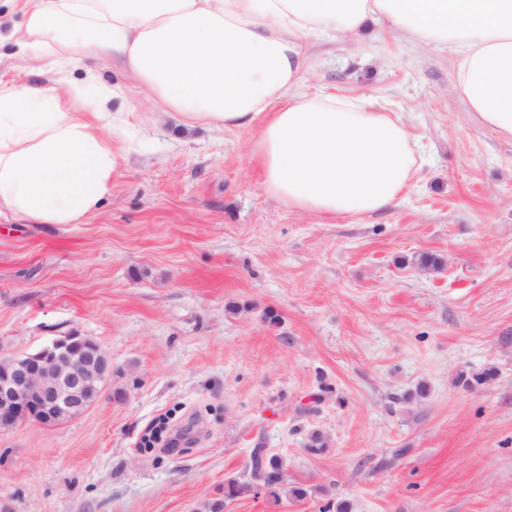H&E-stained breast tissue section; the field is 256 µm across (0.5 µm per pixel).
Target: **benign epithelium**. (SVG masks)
Returning a JSON list of instances; mask_svg holds the SVG:
<instances>
[{"mask_svg":"<svg viewBox=\"0 0 512 512\" xmlns=\"http://www.w3.org/2000/svg\"><path fill=\"white\" fill-rule=\"evenodd\" d=\"M112 359L89 336L71 333L46 346L0 356V429L76 417L100 398Z\"/></svg>","mask_w":512,"mask_h":512,"instance_id":"obj_1","label":"benign epithelium"}]
</instances>
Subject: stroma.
Returning a JSON list of instances; mask_svg holds the SVG:
<instances>
[{"mask_svg": "<svg viewBox=\"0 0 512 512\" xmlns=\"http://www.w3.org/2000/svg\"><path fill=\"white\" fill-rule=\"evenodd\" d=\"M303 86L402 117L422 157L402 200L288 210L256 129L136 91L96 215L0 219V355L77 333L112 359L86 412L0 431V512H512V140L466 112L447 52L386 27L314 40ZM256 448L307 496L225 499Z\"/></svg>", "mask_w": 512, "mask_h": 512, "instance_id": "obj_1", "label": "stroma"}]
</instances>
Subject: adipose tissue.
Returning <instances> with one entry per match:
<instances>
[{
    "label": "adipose tissue",
    "instance_id": "ef3b65f1",
    "mask_svg": "<svg viewBox=\"0 0 512 512\" xmlns=\"http://www.w3.org/2000/svg\"><path fill=\"white\" fill-rule=\"evenodd\" d=\"M17 46L48 85L0 82V213L81 224L111 195L121 157L104 133L124 81L184 125L256 128L269 195L318 218L392 206L418 169L396 115L301 88L317 37L386 22L455 63L466 111L512 138V0H24ZM90 68L116 84L70 80Z\"/></svg>",
    "mask_w": 512,
    "mask_h": 512
}]
</instances>
